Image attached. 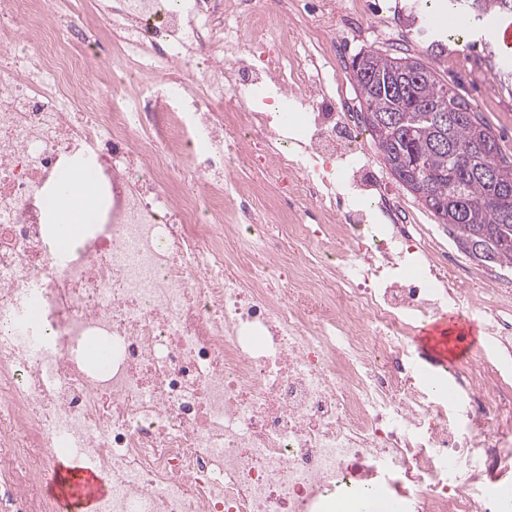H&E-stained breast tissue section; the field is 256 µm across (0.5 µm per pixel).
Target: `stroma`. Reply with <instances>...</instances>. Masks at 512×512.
I'll list each match as a JSON object with an SVG mask.
<instances>
[{
  "instance_id": "35a3bbf8",
  "label": "stroma",
  "mask_w": 512,
  "mask_h": 512,
  "mask_svg": "<svg viewBox=\"0 0 512 512\" xmlns=\"http://www.w3.org/2000/svg\"><path fill=\"white\" fill-rule=\"evenodd\" d=\"M408 0H357L361 25L344 38L335 57L331 58L327 76L335 82L340 95L359 106L360 92L352 77L351 62L356 55L376 50L387 54H410L433 66L448 82L459 89L491 126L503 153L512 156V93L501 89L494 80L489 56L480 36L470 35L458 42L454 51L441 56L431 55L428 45L434 38L432 31H418L411 25L407 14ZM363 148L373 164L385 192L398 197L413 214L416 223L426 225L441 239L451 231L438 223L432 213L415 196L404 190L379 156L371 140H364ZM474 328L454 352L440 353L425 336L415 335L414 348L422 357L426 370L442 372L443 368H456L467 364L478 355H494L490 334L485 321L472 315Z\"/></svg>"
}]
</instances>
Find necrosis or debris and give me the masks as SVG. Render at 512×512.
Masks as SVG:
<instances>
[{
	"label": "necrosis or debris",
	"instance_id": "1",
	"mask_svg": "<svg viewBox=\"0 0 512 512\" xmlns=\"http://www.w3.org/2000/svg\"><path fill=\"white\" fill-rule=\"evenodd\" d=\"M326 7L285 31L256 0H0L5 512H61L41 488L64 455L99 477L97 512H327L367 491L512 512V372L430 374L412 349L464 305L511 355L512 290L384 194L356 112L299 51L344 38ZM82 167L104 204L66 250L49 201ZM375 200L392 223H369Z\"/></svg>",
	"mask_w": 512,
	"mask_h": 512
}]
</instances>
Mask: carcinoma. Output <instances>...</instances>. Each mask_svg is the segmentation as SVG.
Segmentation results:
<instances>
[{"label":"carcinoma","mask_w":512,"mask_h":512,"mask_svg":"<svg viewBox=\"0 0 512 512\" xmlns=\"http://www.w3.org/2000/svg\"><path fill=\"white\" fill-rule=\"evenodd\" d=\"M413 20L448 13L465 16L482 27L512 17V0H413ZM353 80L362 93L365 112L385 122L365 126L386 165L415 157L428 173L433 198L424 202L437 219L457 233L465 245L480 240L486 228L499 229L506 245L491 252L469 251L479 262L512 268V195L500 197L496 187L512 189V159L501 150L490 125L468 99L448 86L441 75L420 58L369 50L351 63Z\"/></svg>","instance_id":"1"}]
</instances>
